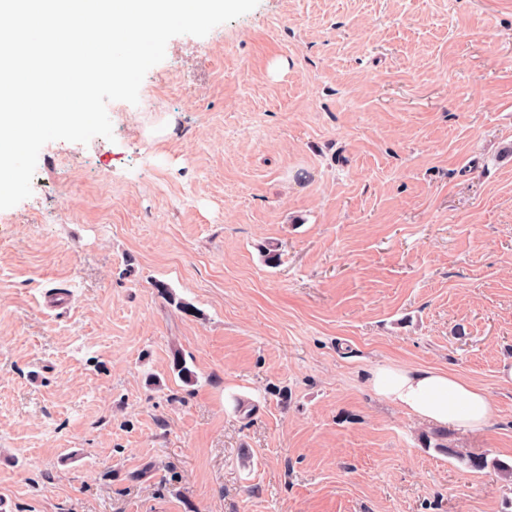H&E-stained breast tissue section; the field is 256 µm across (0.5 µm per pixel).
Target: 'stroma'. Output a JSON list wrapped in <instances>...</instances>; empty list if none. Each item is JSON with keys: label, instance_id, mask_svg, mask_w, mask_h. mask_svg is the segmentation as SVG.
I'll return each mask as SVG.
<instances>
[{"label": "stroma", "instance_id": "1", "mask_svg": "<svg viewBox=\"0 0 512 512\" xmlns=\"http://www.w3.org/2000/svg\"><path fill=\"white\" fill-rule=\"evenodd\" d=\"M107 111L0 210L7 512H512V0H259ZM368 382L375 396L441 428L477 434L499 410L484 388L440 368L376 365Z\"/></svg>", "mask_w": 512, "mask_h": 512}]
</instances>
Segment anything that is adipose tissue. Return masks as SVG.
Wrapping results in <instances>:
<instances>
[{"mask_svg": "<svg viewBox=\"0 0 512 512\" xmlns=\"http://www.w3.org/2000/svg\"><path fill=\"white\" fill-rule=\"evenodd\" d=\"M368 382L375 396L441 428L477 434L498 412L484 388L440 368L387 363L373 367Z\"/></svg>", "mask_w": 512, "mask_h": 512, "instance_id": "obj_1", "label": "adipose tissue"}]
</instances>
